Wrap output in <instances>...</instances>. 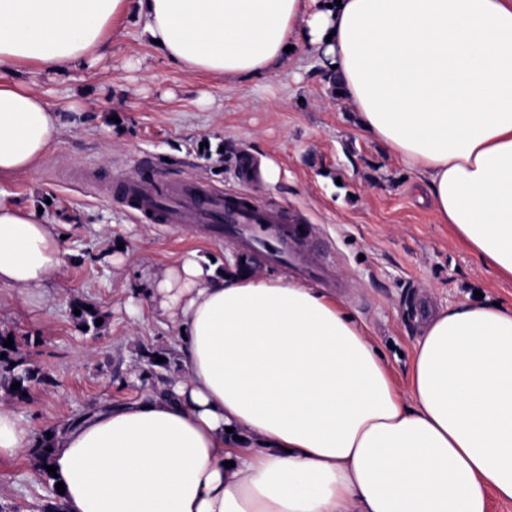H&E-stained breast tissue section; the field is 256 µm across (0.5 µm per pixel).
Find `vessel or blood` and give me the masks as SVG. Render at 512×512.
Instances as JSON below:
<instances>
[{"label":"vessel or blood","mask_w":512,"mask_h":512,"mask_svg":"<svg viewBox=\"0 0 512 512\" xmlns=\"http://www.w3.org/2000/svg\"><path fill=\"white\" fill-rule=\"evenodd\" d=\"M114 197L152 224H199L214 239L236 236L245 252L268 246L272 256L291 261L302 274L325 279L313 259L304 224L248 196L215 190L201 179L160 184L131 177L119 181Z\"/></svg>","instance_id":"b4317fda"}]
</instances>
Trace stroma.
<instances>
[{
    "label": "stroma",
    "instance_id": "obj_1",
    "mask_svg": "<svg viewBox=\"0 0 512 512\" xmlns=\"http://www.w3.org/2000/svg\"><path fill=\"white\" fill-rule=\"evenodd\" d=\"M27 79L51 104L84 107L37 168L5 186L41 209L66 252L42 299L0 286V334L12 335L47 376L22 400L0 389V404L34 434L179 374L173 330L140 289L151 272L196 250L253 275H290L264 252L243 256L235 239L139 222L103 189L127 175L205 179L308 225L317 254L345 286L335 299L364 326L400 388L423 334L409 311L415 292L437 311L479 297L512 307V279L437 222L420 176L359 133L311 53L293 57L275 80L227 87L170 63L129 22L111 56L74 79ZM77 303L101 311L99 329L78 326ZM160 356L165 366L156 365ZM48 494L32 454L0 456L1 504L38 512Z\"/></svg>",
    "mask_w": 512,
    "mask_h": 512
}]
</instances>
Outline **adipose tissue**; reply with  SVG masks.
I'll list each match as a JSON object with an SVG mask.
<instances>
[{"label":"adipose tissue","instance_id":"1","mask_svg":"<svg viewBox=\"0 0 512 512\" xmlns=\"http://www.w3.org/2000/svg\"><path fill=\"white\" fill-rule=\"evenodd\" d=\"M136 20L182 69L227 85L316 54L365 138L418 173L440 223L512 276V0H0V182L66 126L26 73L67 79ZM64 263L0 189V285ZM182 373L60 431L63 512H488L512 500V308L426 325L408 393L333 297L191 251L146 278ZM36 446L0 405V456Z\"/></svg>","mask_w":512,"mask_h":512}]
</instances>
